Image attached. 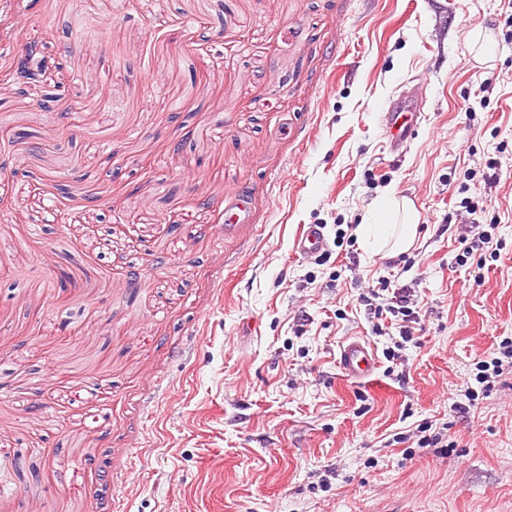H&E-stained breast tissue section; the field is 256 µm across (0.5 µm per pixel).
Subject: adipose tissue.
Wrapping results in <instances>:
<instances>
[{"label": "adipose tissue", "instance_id": "adipose-tissue-1", "mask_svg": "<svg viewBox=\"0 0 512 512\" xmlns=\"http://www.w3.org/2000/svg\"><path fill=\"white\" fill-rule=\"evenodd\" d=\"M419 215L406 199L386 193L374 204L370 223L360 225L358 232L372 252L390 249L397 254L414 242Z\"/></svg>", "mask_w": 512, "mask_h": 512}]
</instances>
